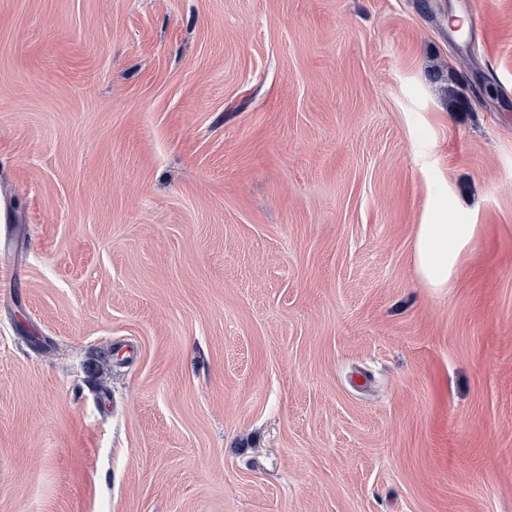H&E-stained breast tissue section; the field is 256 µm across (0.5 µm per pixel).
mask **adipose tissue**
Instances as JSON below:
<instances>
[{
  "instance_id": "obj_1",
  "label": "adipose tissue",
  "mask_w": 512,
  "mask_h": 512,
  "mask_svg": "<svg viewBox=\"0 0 512 512\" xmlns=\"http://www.w3.org/2000/svg\"><path fill=\"white\" fill-rule=\"evenodd\" d=\"M471 234L467 224H420L416 227L414 260L421 279L429 286L448 284V274Z\"/></svg>"
}]
</instances>
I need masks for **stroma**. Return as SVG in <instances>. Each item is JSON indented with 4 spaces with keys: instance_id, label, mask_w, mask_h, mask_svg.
Here are the masks:
<instances>
[{
    "instance_id": "obj_1",
    "label": "stroma",
    "mask_w": 512,
    "mask_h": 512,
    "mask_svg": "<svg viewBox=\"0 0 512 512\" xmlns=\"http://www.w3.org/2000/svg\"><path fill=\"white\" fill-rule=\"evenodd\" d=\"M1 248L0 512H512V0H0ZM470 234L469 224L417 225L414 260L427 285L433 288L447 286L448 273Z\"/></svg>"
}]
</instances>
